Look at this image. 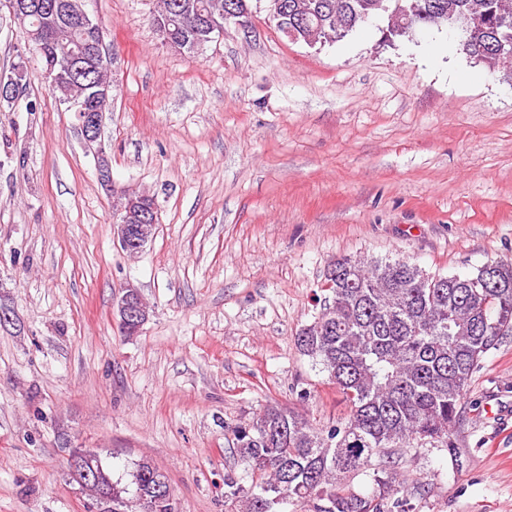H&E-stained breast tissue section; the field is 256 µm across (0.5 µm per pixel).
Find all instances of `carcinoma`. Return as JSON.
<instances>
[{"mask_svg":"<svg viewBox=\"0 0 512 512\" xmlns=\"http://www.w3.org/2000/svg\"><path fill=\"white\" fill-rule=\"evenodd\" d=\"M59 17L31 14L25 34L44 66L63 59L93 65L82 29L83 0H60ZM225 0H158L152 24L160 39L188 53L195 22L224 11ZM285 22L316 30L334 43L386 12L377 0H286ZM410 29H452L461 50L486 67L512 72L496 58V41H512V0H405ZM326 278L330 302L296 339L342 394L349 413L317 428L304 416L267 406L231 426L238 462L256 475L250 486L224 475L225 512H405L397 493V455L451 442L463 397L481 357L512 336V260L486 263L466 274H429L400 258L344 256ZM91 486L112 492V512H178L168 476L152 460L131 463L129 482L113 479L96 458L85 463ZM365 474L373 493L351 481Z\"/></svg>","mask_w":512,"mask_h":512,"instance_id":"carcinoma-1","label":"carcinoma"}]
</instances>
